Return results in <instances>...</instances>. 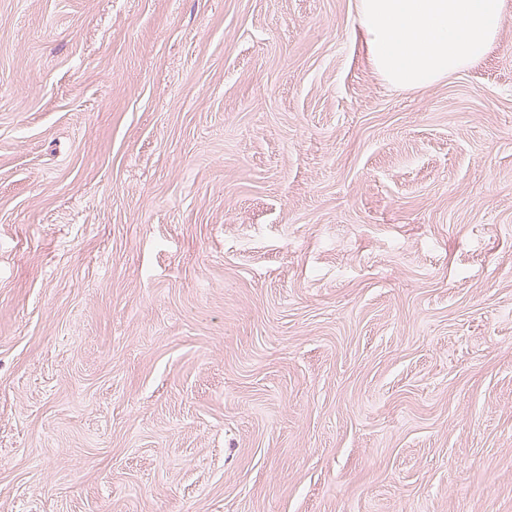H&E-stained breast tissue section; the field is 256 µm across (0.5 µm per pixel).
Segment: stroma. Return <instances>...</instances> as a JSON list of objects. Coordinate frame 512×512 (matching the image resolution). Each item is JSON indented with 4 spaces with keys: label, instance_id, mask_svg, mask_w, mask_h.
Segmentation results:
<instances>
[{
    "label": "stroma",
    "instance_id": "stroma-1",
    "mask_svg": "<svg viewBox=\"0 0 512 512\" xmlns=\"http://www.w3.org/2000/svg\"><path fill=\"white\" fill-rule=\"evenodd\" d=\"M354 17L0 0V512H512V16Z\"/></svg>",
    "mask_w": 512,
    "mask_h": 512
}]
</instances>
